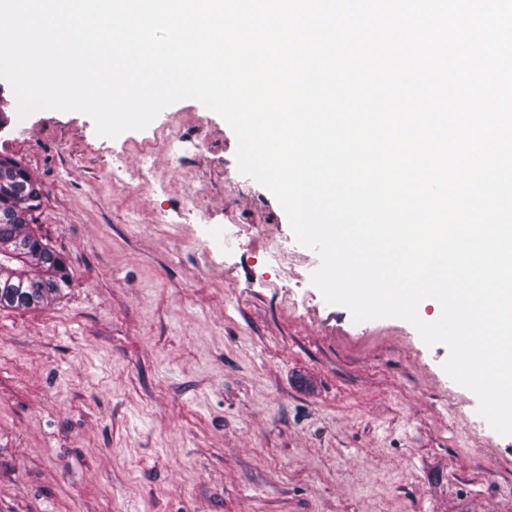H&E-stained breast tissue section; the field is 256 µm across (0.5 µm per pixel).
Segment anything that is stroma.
Instances as JSON below:
<instances>
[{
    "instance_id": "stroma-1",
    "label": "stroma",
    "mask_w": 512,
    "mask_h": 512,
    "mask_svg": "<svg viewBox=\"0 0 512 512\" xmlns=\"http://www.w3.org/2000/svg\"><path fill=\"white\" fill-rule=\"evenodd\" d=\"M0 111V155L40 184L33 229L72 277L0 310V512H512V437L447 347L324 300L219 115L181 100L120 144L80 112L20 116L2 79ZM168 129L198 151H162ZM120 145L156 148L152 187L113 172ZM208 223L241 246L208 244Z\"/></svg>"
}]
</instances>
